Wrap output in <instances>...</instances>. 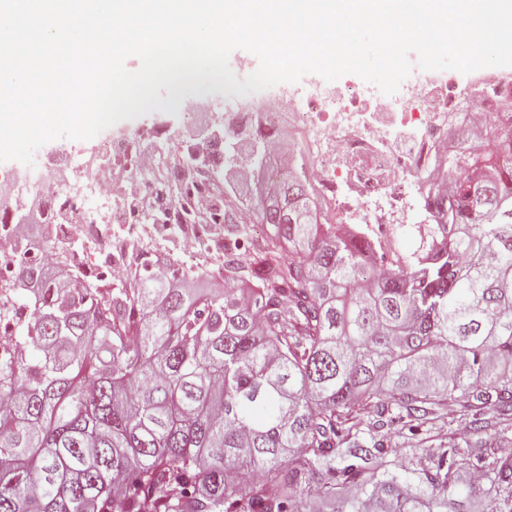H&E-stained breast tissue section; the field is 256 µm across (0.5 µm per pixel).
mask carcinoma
Returning <instances> with one entry per match:
<instances>
[{
  "mask_svg": "<svg viewBox=\"0 0 512 512\" xmlns=\"http://www.w3.org/2000/svg\"><path fill=\"white\" fill-rule=\"evenodd\" d=\"M403 263L298 167L224 292L91 286L48 238L0 280V512H512V125L453 132ZM224 223L247 235L232 201ZM25 304L29 316L14 318Z\"/></svg>",
  "mask_w": 512,
  "mask_h": 512,
  "instance_id": "1",
  "label": "carcinoma"
}]
</instances>
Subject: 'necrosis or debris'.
<instances>
[{
  "label": "necrosis or debris",
  "mask_w": 512,
  "mask_h": 512,
  "mask_svg": "<svg viewBox=\"0 0 512 512\" xmlns=\"http://www.w3.org/2000/svg\"><path fill=\"white\" fill-rule=\"evenodd\" d=\"M512 120V78L492 73L460 86L452 78L420 77L401 84L396 96L376 88L311 81L283 95L282 107L262 106V128L287 127L305 151L304 174L327 221L347 215L387 263L400 258L395 222L410 199L425 195L427 176L454 152L449 132L460 124L494 127ZM164 129L139 131L104 141L98 151L74 150L58 165L41 160L22 190H15L13 170L0 169V185L11 188L12 202L32 194L53 207L55 233L65 246L81 245L78 273L89 283L113 278L128 265V249L150 257L178 230L190 244L212 237L207 224H191L180 208V170L165 180L147 178L141 159L157 154L167 139ZM150 197L147 215L153 235H141L142 217L127 196L129 185Z\"/></svg>",
  "instance_id": "obj_1"
}]
</instances>
